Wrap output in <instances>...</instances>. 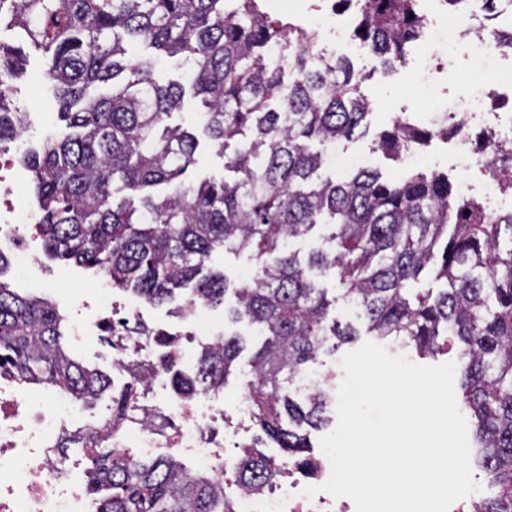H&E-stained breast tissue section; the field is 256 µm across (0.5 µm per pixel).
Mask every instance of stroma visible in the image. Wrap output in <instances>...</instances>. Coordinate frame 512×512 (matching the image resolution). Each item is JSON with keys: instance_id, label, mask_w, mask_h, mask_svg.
Masks as SVG:
<instances>
[{"instance_id": "obj_1", "label": "stroma", "mask_w": 512, "mask_h": 512, "mask_svg": "<svg viewBox=\"0 0 512 512\" xmlns=\"http://www.w3.org/2000/svg\"><path fill=\"white\" fill-rule=\"evenodd\" d=\"M261 9L272 18L318 29L323 43L337 55L350 58L355 70L366 73L362 91L370 102L365 135L337 144L335 151L344 156H358L363 166L379 170L384 177L396 179L406 168L402 162L387 159L372 145L380 133L388 129L396 117H404L413 125L425 129L431 113L446 111L451 101L466 94L470 86L481 82L479 58L483 48L475 41H463L455 36L437 0H419V8L432 23V43L418 42L405 65L395 70L381 68L377 59L368 53H357L342 42H335L338 29L351 30L353 11L333 13L330 0H259ZM26 75L12 85L11 104L28 114L24 138L34 145L47 137L65 133L64 122L57 115L54 91L43 77V61L36 52L25 58ZM36 276L22 283L13 275L5 280L23 294L50 296L54 292L69 295L87 294L95 287L97 275L93 269L75 261H64L38 248ZM237 332L245 339V349L224 387V410L233 412L249 391L251 379L248 361L260 343L247 323H239Z\"/></svg>"}]
</instances>
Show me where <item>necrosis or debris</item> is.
<instances>
[{
    "instance_id": "necrosis-or-debris-1",
    "label": "necrosis or debris",
    "mask_w": 512,
    "mask_h": 512,
    "mask_svg": "<svg viewBox=\"0 0 512 512\" xmlns=\"http://www.w3.org/2000/svg\"><path fill=\"white\" fill-rule=\"evenodd\" d=\"M486 95L485 88L475 86L469 97L453 107L452 115L461 124L457 167L464 173L477 164L468 147L473 135H489L492 154L499 144L512 143V113L491 111ZM36 222L37 211L25 202L18 182L0 173V248L8 249L16 260L35 258ZM97 286L93 298L73 296L64 304L71 315L73 344L97 336L104 325L112 327V377L130 388L131 407L118 418L109 413L100 416L97 425L107 429L110 447L129 461L160 456L188 459L196 474L222 480L226 445H256L248 405L225 413L224 393L214 389L182 397L171 407L159 397L168 383L160 363L183 361L182 336L194 337L203 346L217 342L206 306L187 303L181 307L178 323L167 331L171 342L160 356L154 345L133 335L131 323L142 312L137 300H116L106 277H99ZM83 411V405L69 403L63 391L45 388L33 393L30 385L0 368V512H99L97 500L88 491L91 449L66 457L58 448L63 433L84 429ZM330 475L323 462L312 476L288 466L260 491L228 485L224 496L232 512H355L353 500L324 491ZM309 486L318 489L311 498L304 494Z\"/></svg>"
}]
</instances>
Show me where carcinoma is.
<instances>
[{
  "label": "carcinoma",
  "mask_w": 512,
  "mask_h": 512,
  "mask_svg": "<svg viewBox=\"0 0 512 512\" xmlns=\"http://www.w3.org/2000/svg\"><path fill=\"white\" fill-rule=\"evenodd\" d=\"M336 2L356 3L352 38L384 69L405 62L423 29L417 0ZM4 20L42 57L59 116L72 129L24 156L39 209L36 232L54 256L96 268L113 288L151 305L179 296L256 327L262 341L250 360V417L300 466L312 462L308 430L325 424L329 393L294 399L284 384L359 335L331 315L319 278L339 276L343 300L358 307L367 333L411 344L423 358L447 354L458 339L473 447L497 488L473 512H512V245L504 250L500 242L502 230L512 235V211L488 213L435 171L397 181L372 170L319 179L324 158L311 143L363 133L365 76L347 58L326 54L316 31L271 19L257 0H0ZM128 42L188 54L191 78H162L155 58L127 56ZM23 74L20 51L0 44V152L27 123L9 92ZM100 84L109 93L90 94ZM188 92L200 101L203 131L230 179L182 180L199 141L167 120ZM428 137L397 120L377 146L397 160ZM159 185L169 191L145 192ZM319 223L332 228L328 248L304 258L288 249ZM217 250L250 252L253 279L233 284L206 269ZM9 264L0 250V365L75 401L102 396L110 380L71 356L52 301L20 296L1 280ZM432 268L447 287L435 296L412 292L410 283ZM243 350L244 339L226 333L200 353L192 374L169 361L164 371L180 393L220 387ZM106 439L104 430H88L63 437L59 447L99 448ZM280 469L245 448L235 480L258 490ZM89 488L100 512L228 507L213 480L166 457L128 462L97 454Z\"/></svg>",
  "instance_id": "carcinoma-1"
}]
</instances>
